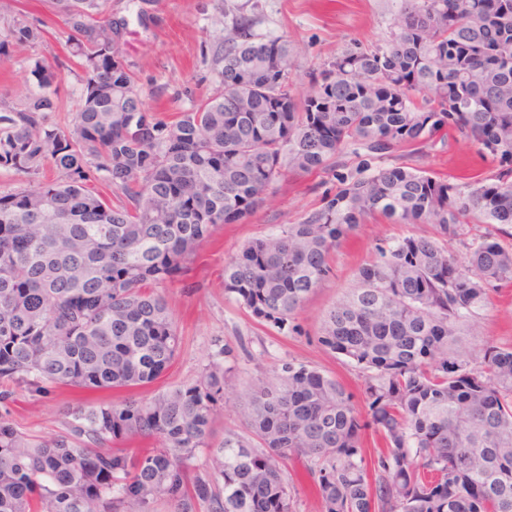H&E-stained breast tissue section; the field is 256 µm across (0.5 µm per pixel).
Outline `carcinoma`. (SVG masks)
<instances>
[{
  "instance_id": "1",
  "label": "carcinoma",
  "mask_w": 512,
  "mask_h": 512,
  "mask_svg": "<svg viewBox=\"0 0 512 512\" xmlns=\"http://www.w3.org/2000/svg\"><path fill=\"white\" fill-rule=\"evenodd\" d=\"M460 2L450 16L448 0H412L386 45L336 57L299 97L291 44L256 38L241 17L225 30L218 88L166 122L146 112L125 57L130 18L106 0H50L85 78L69 127L49 122L59 63L36 60L38 89L0 102V170L31 182L50 159L60 173L0 194V512H294L290 459L320 512H512V347L460 349L512 286V0ZM43 35L20 14L0 50ZM443 131L498 168L451 183L420 166ZM289 173L330 175L336 192L224 264V294L280 331L297 330L292 316L357 225L435 227L376 243L324 316L318 341L363 374L365 411L341 380L294 361L237 388L224 345L149 399L72 405L50 440L13 424L17 387L154 385L180 336L152 285L185 274L217 226ZM99 181L118 205L89 190ZM229 404L244 428L215 445ZM131 439L155 447H114Z\"/></svg>"
}]
</instances>
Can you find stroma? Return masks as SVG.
I'll return each instance as SVG.
<instances>
[{"label": "stroma", "mask_w": 512, "mask_h": 512, "mask_svg": "<svg viewBox=\"0 0 512 512\" xmlns=\"http://www.w3.org/2000/svg\"><path fill=\"white\" fill-rule=\"evenodd\" d=\"M406 0H152L147 9L154 21L149 27L133 25L127 55L138 76L148 112L173 117L192 108L217 84L219 31L212 18L223 7L225 24L235 17L249 18L256 36L287 39L293 46L290 79L305 91L313 72L343 52L382 46L396 31ZM25 14L38 20L45 31L39 45L11 43L0 54V98L12 100L19 85L36 86L35 59L66 62L67 28L43 0H0V26L12 16ZM164 87L162 98L153 95ZM421 164L450 182L468 174L488 172L492 161L481 160L471 141L458 137L436 144ZM319 175H288L266 202L242 222L218 227L204 242L186 275L159 285L181 338L178 356L159 380L167 388L192 380L222 345L237 350L235 382L243 385L259 372L295 360L341 378L352 391L362 384L360 371L318 341L325 311L356 283L358 269L374 256L381 240L411 234L406 224L373 217L359 225L333 256L334 272L295 315L298 333L283 334L257 322L248 310L224 294V264L249 240L275 231L278 225L300 222L317 208L325 191ZM486 345H512V287L491 298L489 307L471 324L469 349ZM74 391L50 388L42 396L19 391L11 418L23 431L49 439L63 431L66 412L76 399Z\"/></svg>", "instance_id": "obj_1"}]
</instances>
